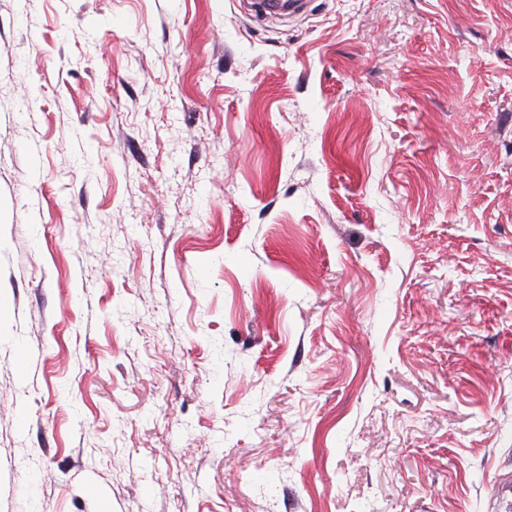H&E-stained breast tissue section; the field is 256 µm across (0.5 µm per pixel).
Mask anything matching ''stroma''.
<instances>
[{
  "label": "stroma",
  "instance_id": "obj_1",
  "mask_svg": "<svg viewBox=\"0 0 512 512\" xmlns=\"http://www.w3.org/2000/svg\"><path fill=\"white\" fill-rule=\"evenodd\" d=\"M512 0H0V512H500Z\"/></svg>",
  "mask_w": 512,
  "mask_h": 512
}]
</instances>
